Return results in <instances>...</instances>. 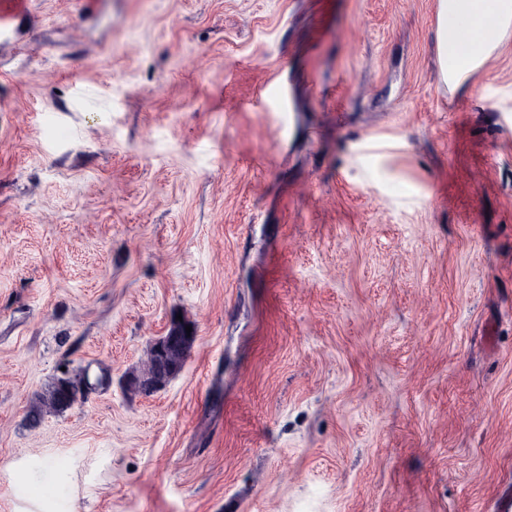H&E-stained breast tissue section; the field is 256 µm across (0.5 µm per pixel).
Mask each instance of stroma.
Wrapping results in <instances>:
<instances>
[{"mask_svg": "<svg viewBox=\"0 0 512 512\" xmlns=\"http://www.w3.org/2000/svg\"><path fill=\"white\" fill-rule=\"evenodd\" d=\"M436 5L29 0L0 37V512H497L512 39L449 91ZM178 319L181 371L127 394ZM80 370L104 384L31 426ZM56 379L52 386L46 392L38 395L36 400L30 407L28 420L31 425H37L46 411L63 412L72 407L66 393L75 394L83 393L85 382L88 376L85 370L75 375H67Z\"/></svg>", "mask_w": 512, "mask_h": 512, "instance_id": "1", "label": "stroma"}]
</instances>
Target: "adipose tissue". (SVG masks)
Here are the masks:
<instances>
[{
  "instance_id": "ef3b65f1",
  "label": "adipose tissue",
  "mask_w": 512,
  "mask_h": 512,
  "mask_svg": "<svg viewBox=\"0 0 512 512\" xmlns=\"http://www.w3.org/2000/svg\"><path fill=\"white\" fill-rule=\"evenodd\" d=\"M512 37V0H437L436 60L448 85L460 88Z\"/></svg>"
}]
</instances>
